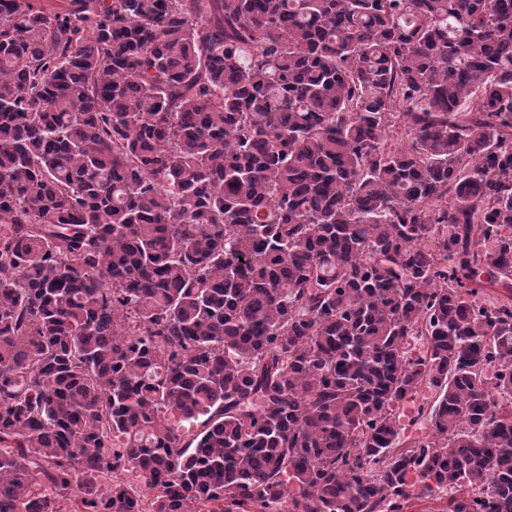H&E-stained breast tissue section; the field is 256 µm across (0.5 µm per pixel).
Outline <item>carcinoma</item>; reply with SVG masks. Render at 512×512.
<instances>
[{"label":"carcinoma","instance_id":"1","mask_svg":"<svg viewBox=\"0 0 512 512\" xmlns=\"http://www.w3.org/2000/svg\"><path fill=\"white\" fill-rule=\"evenodd\" d=\"M439 490L512 512V0H0V512Z\"/></svg>","mask_w":512,"mask_h":512}]
</instances>
